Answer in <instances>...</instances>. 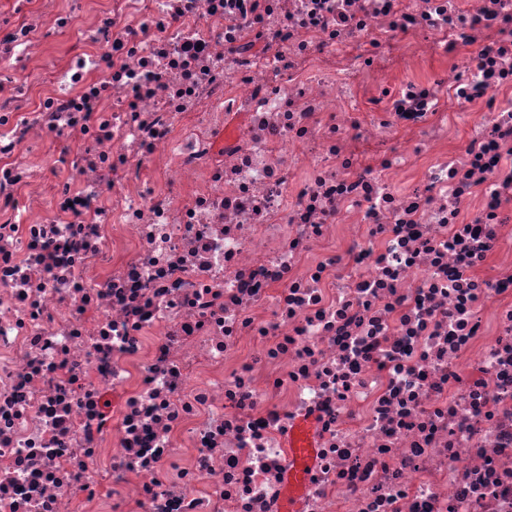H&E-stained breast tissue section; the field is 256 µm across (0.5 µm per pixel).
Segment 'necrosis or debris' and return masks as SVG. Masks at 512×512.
I'll list each match as a JSON object with an SVG mask.
<instances>
[{
    "label": "necrosis or debris",
    "mask_w": 512,
    "mask_h": 512,
    "mask_svg": "<svg viewBox=\"0 0 512 512\" xmlns=\"http://www.w3.org/2000/svg\"><path fill=\"white\" fill-rule=\"evenodd\" d=\"M0 512H512V0H8ZM312 435L313 426L308 421L298 424L292 443L293 449V466L289 470V487L294 484L301 483L307 475L308 468L312 462Z\"/></svg>",
    "instance_id": "4bbe7bcc"
}]
</instances>
